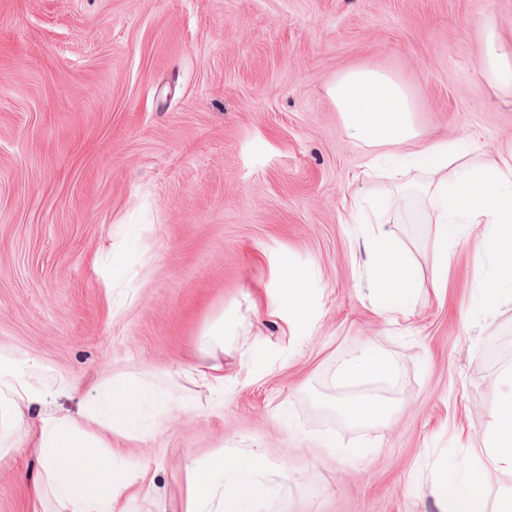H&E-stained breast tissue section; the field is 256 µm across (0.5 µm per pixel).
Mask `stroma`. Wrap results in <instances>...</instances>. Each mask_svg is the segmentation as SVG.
Here are the masks:
<instances>
[{"label": "stroma", "mask_w": 512, "mask_h": 512, "mask_svg": "<svg viewBox=\"0 0 512 512\" xmlns=\"http://www.w3.org/2000/svg\"><path fill=\"white\" fill-rule=\"evenodd\" d=\"M486 11L512 31V0H0V353L172 393L152 437L112 438L116 457L153 462L140 512H183L192 465L220 452L263 454L283 512H438L441 466L481 464L512 306L490 321L475 305L474 234L444 295L423 289L395 324L373 312L369 228L343 215L394 182L326 90L378 67L410 87L425 139L494 153L512 142V99L479 70ZM426 208L398 196L390 229L427 271ZM278 256L317 300L289 346L246 301L276 287ZM223 313L270 358L225 357L217 398L176 369ZM365 344L390 376L339 385ZM370 393L391 400L388 419L337 414ZM40 472L28 445L0 456V512H53L32 492Z\"/></svg>", "instance_id": "35a3bbf8"}]
</instances>
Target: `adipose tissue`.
<instances>
[{
    "label": "adipose tissue",
    "instance_id": "obj_1",
    "mask_svg": "<svg viewBox=\"0 0 512 512\" xmlns=\"http://www.w3.org/2000/svg\"><path fill=\"white\" fill-rule=\"evenodd\" d=\"M480 72L497 94L512 96V34L501 31L492 13L481 20ZM327 93L340 113L347 137L357 145L385 150L390 160L401 159V147L419 143L414 157L426 173L424 192L429 200L428 223L434 224L431 249L435 273L424 279L417 264L405 259L384 234L366 245L371 304L383 316L406 310L421 288L441 292L448 286V245L483 226L482 246L494 270L483 277L478 303L489 316L512 302V144L494 157L460 141L426 143L414 121L415 104L407 85L384 70L361 66L339 74ZM278 287L253 301L254 312L280 322L289 341H299L316 319V296L295 268L278 264ZM228 325L216 319L200 338L196 360L179 373L215 394L224 392L221 355ZM391 361L381 350L362 347L338 369L344 383L387 375ZM77 381L51 383L45 367L34 360L0 356V454L27 441L44 462L34 485L35 494L50 492L56 512H136L140 487L152 463L130 459L116 464L113 435L143 439L150 422L169 412L170 393L120 377L94 384L81 413L94 430L54 410L60 394L77 396ZM43 409L37 421L27 410ZM484 454L487 463L476 469L457 464L440 472L432 488L439 512H512V486L502 487L495 504H488L482 488L499 472L512 473V370L500 373L496 401L490 412ZM268 464L258 454H217L195 462L184 512H262L273 499L262 477Z\"/></svg>",
    "mask_w": 512,
    "mask_h": 512
}]
</instances>
